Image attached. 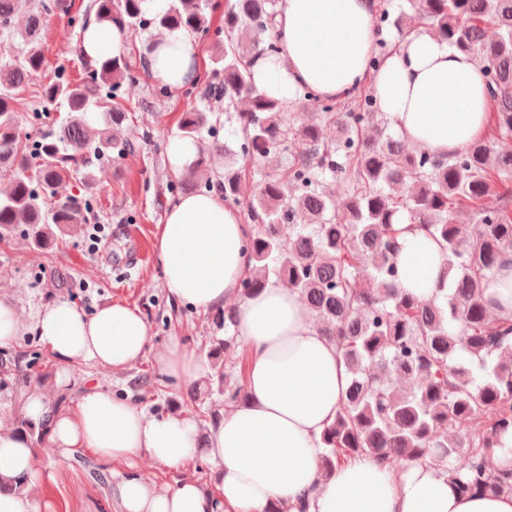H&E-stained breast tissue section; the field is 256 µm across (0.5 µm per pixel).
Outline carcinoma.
I'll use <instances>...</instances> for the list:
<instances>
[{"instance_id":"obj_1","label":"carcinoma","mask_w":512,"mask_h":512,"mask_svg":"<svg viewBox=\"0 0 512 512\" xmlns=\"http://www.w3.org/2000/svg\"><path fill=\"white\" fill-rule=\"evenodd\" d=\"M145 0H94V17L129 32L151 26L210 30L214 0H170L147 16ZM415 14L438 37L486 66L495 103L492 137L467 144L448 158L409 148L388 131L373 94L346 100L303 92L316 119L288 125L280 102L256 90L251 59L279 51L273 39L276 0H225L224 39L211 57L201 98L224 102L241 136L232 149L220 139V121L203 107L182 113L179 137L199 144L208 138L198 169L204 185L216 187L227 204L239 201L248 181L258 189L246 206L253 229L246 239L252 270L241 296L269 283L286 284L316 316V328L340 351L350 384L334 421L322 436L321 469L368 455L378 463L394 457L430 459L448 467L451 483L464 493H512V466L493 464L491 449L512 432V326L497 325L482 300L483 282L498 258L512 250V152L494 143L512 138V0H409ZM29 0H0V43L15 37L16 19ZM72 0H41L26 19L27 49L0 61V165L18 170L0 191V244L17 232L42 247L51 226L88 224L91 198L58 196L80 167L104 172L136 152L135 144L94 128L88 113L112 101L136 78L126 59L108 56L70 81L58 71L43 97L65 116L52 119L39 136L21 140L14 108L17 91L44 65L42 14L68 13ZM248 35V42L233 37ZM246 107L238 108L240 102ZM222 155L223 172L209 169ZM286 157L288 165L266 171L258 164ZM339 177L346 193L337 200L322 190ZM472 215L463 234L457 214ZM436 238L451 277L443 301H420L397 283L392 224L400 215ZM288 237V250L282 249ZM372 270L369 285L361 274ZM237 337L218 339L204 351L211 374L207 394L243 404V376L224 371ZM469 460L465 466L456 460Z\"/></svg>"}]
</instances>
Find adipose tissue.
<instances>
[{"label": "adipose tissue", "instance_id": "ef3b65f1", "mask_svg": "<svg viewBox=\"0 0 512 512\" xmlns=\"http://www.w3.org/2000/svg\"><path fill=\"white\" fill-rule=\"evenodd\" d=\"M373 16V0H282L275 24L279 52L254 59L256 89L288 107L307 88L342 100L371 87L398 135L438 156L485 137L493 100L482 65L420 27L393 39L379 70L369 71L379 52ZM128 41L126 31L94 20L81 50L94 65L119 54ZM147 65L170 89L194 83L199 54L192 35H156ZM395 229L401 288L423 301L441 299L440 245L418 225L401 220ZM246 232L240 212L225 205L220 193H197L167 207L155 247L174 301L199 312L234 305L248 354L247 404L228 407L203 432L183 413L151 415L108 390L85 392L73 407L57 410L35 389L24 412L31 420H48L49 444L87 449L107 465L147 458L176 468L202 456L218 469L211 491L192 480L161 485L121 476L120 512H512V494H460L444 466L430 461L410 462L397 472L359 456L322 475L321 435L341 407L349 376L336 345L315 328L297 292L272 283L240 298L249 266ZM483 297L495 317L512 323V250L486 277ZM33 327L61 364V383L70 381L71 367L122 370L149 353L175 383L189 385L203 375L187 343L174 336L154 348L148 320L122 303L90 316L52 300L40 306ZM45 479L29 438L1 429L0 512H48L31 491Z\"/></svg>", "mask_w": 512, "mask_h": 512}]
</instances>
